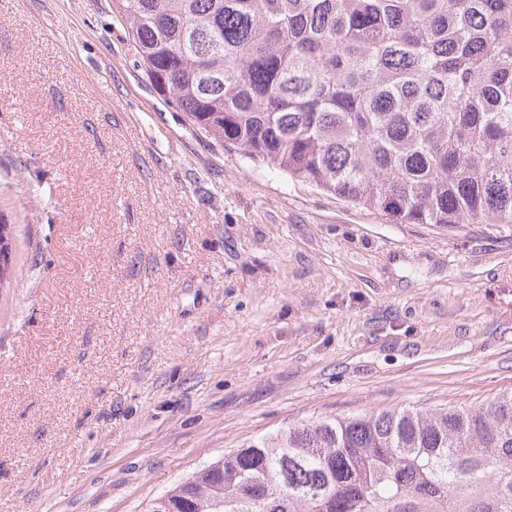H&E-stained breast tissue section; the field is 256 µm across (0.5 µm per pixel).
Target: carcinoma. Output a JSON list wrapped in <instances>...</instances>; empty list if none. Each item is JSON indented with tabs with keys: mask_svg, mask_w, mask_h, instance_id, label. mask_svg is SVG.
<instances>
[{
	"mask_svg": "<svg viewBox=\"0 0 512 512\" xmlns=\"http://www.w3.org/2000/svg\"><path fill=\"white\" fill-rule=\"evenodd\" d=\"M211 136L392 224L512 225V0H115ZM176 512H512V391L288 424Z\"/></svg>",
	"mask_w": 512,
	"mask_h": 512,
	"instance_id": "cac0c4a2",
	"label": "carcinoma"
}]
</instances>
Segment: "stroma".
Listing matches in <instances>:
<instances>
[{
    "instance_id": "stroma-1",
    "label": "stroma",
    "mask_w": 512,
    "mask_h": 512,
    "mask_svg": "<svg viewBox=\"0 0 512 512\" xmlns=\"http://www.w3.org/2000/svg\"><path fill=\"white\" fill-rule=\"evenodd\" d=\"M0 512H150L289 423L512 390V226L194 133L113 0H0Z\"/></svg>"
}]
</instances>
